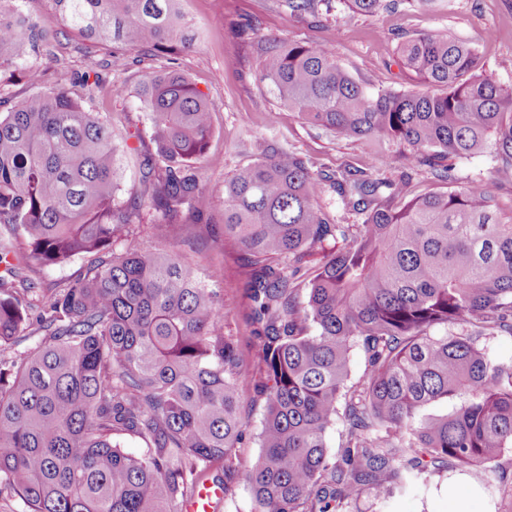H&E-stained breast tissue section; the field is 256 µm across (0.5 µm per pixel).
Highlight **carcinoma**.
Wrapping results in <instances>:
<instances>
[{
    "mask_svg": "<svg viewBox=\"0 0 512 512\" xmlns=\"http://www.w3.org/2000/svg\"><path fill=\"white\" fill-rule=\"evenodd\" d=\"M18 2L0 0V81L21 72L38 86V58L65 31ZM55 2L79 37L168 64L139 85L154 151L126 201L112 125L85 106L100 78L84 72L0 111V498L26 512H179L206 481L226 500L244 482L252 512H349L430 472L485 482L512 454V362L483 345L512 335V219L491 188L512 185V88L482 71L475 46L408 38L402 64L436 92L374 93L326 41L287 44L240 18L230 33L281 107L379 149L336 173L267 152L224 182L221 225L201 175L214 108L177 63L191 49L180 0ZM322 2L275 0L316 24ZM347 2L372 14L399 0ZM485 151L493 183L457 185L453 161ZM400 164L429 167L448 190L409 199L405 182L373 178ZM327 192L362 223H335ZM145 209L158 239L238 245L251 358L224 334L221 289L208 287L224 268L203 281L179 252L118 249ZM79 256L85 270L50 294L32 275ZM356 350L365 367L353 380ZM248 367L262 453L242 470ZM123 436L144 454H126Z\"/></svg>",
    "mask_w": 512,
    "mask_h": 512,
    "instance_id": "cac0c4a2",
    "label": "carcinoma"
}]
</instances>
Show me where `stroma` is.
<instances>
[{"mask_svg": "<svg viewBox=\"0 0 512 512\" xmlns=\"http://www.w3.org/2000/svg\"><path fill=\"white\" fill-rule=\"evenodd\" d=\"M182 7L183 33L194 49L180 55L179 66L215 107V131L203 180L212 196L210 215L216 224L224 218L225 180L239 167L260 160L265 144L297 152L314 169L329 172L363 166L370 150L364 142L335 137L280 108L262 80L256 60H245L243 48L227 35L235 9L250 12L284 40L329 41L351 74L377 88L423 90L422 81L401 65L397 54L399 42L423 33L470 41L485 72L501 85L512 87V0H437L428 7L407 0L399 8L374 15L352 13L345 0H327L321 29L273 10L271 0H182ZM43 64L49 86L74 72H98L103 87L87 106L110 118L112 135L124 147L118 195L128 198L137 187L142 156L151 147L150 117L137 90L146 73L166 67V58L142 59L137 50L112 44L96 46L71 35L44 56ZM238 257L228 245L204 248L191 259L202 265L223 266L224 331L239 337L246 348L250 340L241 297L245 275ZM351 512H448V475H422L409 492L390 498L361 496Z\"/></svg>", "mask_w": 512, "mask_h": 512, "instance_id": "35a3bbf8", "label": "stroma"}]
</instances>
